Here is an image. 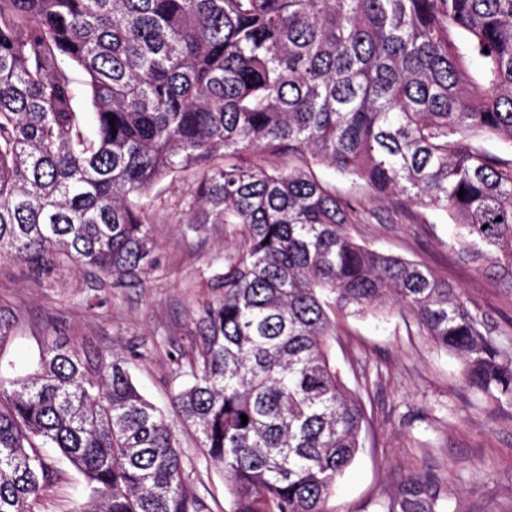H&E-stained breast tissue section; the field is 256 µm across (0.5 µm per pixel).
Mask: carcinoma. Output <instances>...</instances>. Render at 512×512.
Instances as JSON below:
<instances>
[{"mask_svg":"<svg viewBox=\"0 0 512 512\" xmlns=\"http://www.w3.org/2000/svg\"><path fill=\"white\" fill-rule=\"evenodd\" d=\"M484 139L512 150V0H0V258L140 285L169 176L190 179L182 222L239 237L174 359V406L228 512H328L364 420L330 355L338 313L407 309L467 385L512 405L482 315L358 243L351 200L315 173L450 216L459 253L512 289V162ZM44 448L85 476L75 512H209L119 352L52 343L34 373L0 371V512H38L59 478ZM388 512L447 510L410 490Z\"/></svg>","mask_w":512,"mask_h":512,"instance_id":"obj_1","label":"carcinoma"}]
</instances>
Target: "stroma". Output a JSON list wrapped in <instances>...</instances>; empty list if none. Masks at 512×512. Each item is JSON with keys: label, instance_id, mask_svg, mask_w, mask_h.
Wrapping results in <instances>:
<instances>
[{"label": "stroma", "instance_id": "35a3bbf8", "mask_svg": "<svg viewBox=\"0 0 512 512\" xmlns=\"http://www.w3.org/2000/svg\"><path fill=\"white\" fill-rule=\"evenodd\" d=\"M320 177L340 196L358 200L364 223L352 225L362 244L428 266L457 289L472 310L487 314L491 335L512 359V289L463 261L458 228L449 216L421 223L415 207H398L365 184L323 169ZM152 234L158 267L144 287L115 289L71 266L46 280L0 262V306L14 315L12 339L0 364L32 370L51 342H90L105 352L137 351L129 367L135 383L163 409L195 472L191 487L211 512H227L223 473L208 465L193 428L180 424L171 401L182 384L172 360L190 351L195 311L211 299L206 280L224 269L238 243L231 227L207 225L197 233L182 224L186 187L163 180L156 188ZM331 355L349 388L364 403L363 446L328 502L330 512H385L387 504L417 486L450 512H512V405L467 387L460 360L435 345L398 307L379 314L337 317ZM40 512H73L88 489L82 473L64 459Z\"/></svg>", "mask_w": 512, "mask_h": 512}]
</instances>
